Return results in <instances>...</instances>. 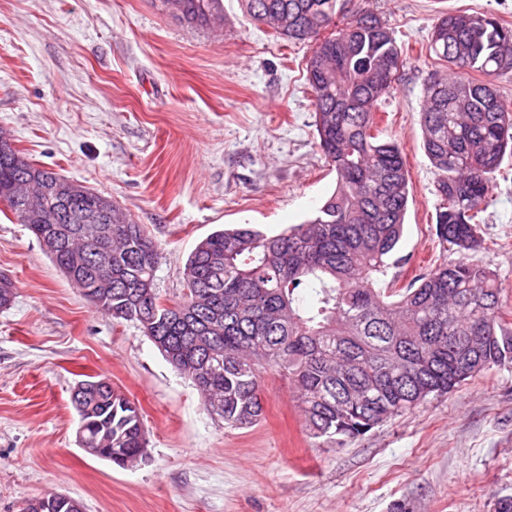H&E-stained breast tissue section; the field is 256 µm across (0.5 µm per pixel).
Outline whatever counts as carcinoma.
<instances>
[{
  "label": "carcinoma",
  "instance_id": "1",
  "mask_svg": "<svg viewBox=\"0 0 512 512\" xmlns=\"http://www.w3.org/2000/svg\"><path fill=\"white\" fill-rule=\"evenodd\" d=\"M339 0H242L246 12L288 41L313 42L306 63L319 147L336 172V190L315 217L268 236L252 227L218 230L184 269L185 293L172 304L155 289L157 244L109 196L82 186L74 198L46 197L41 224L23 208L15 183L45 188L66 176L0 143V203L35 238L57 236L50 255L95 307L134 321L167 361L186 374L207 411L233 429L251 427L265 407L261 372L276 368L298 392L315 439L342 444L477 373L512 365V324L503 289L470 262L481 246L480 214L494 173L512 152V108L496 88L512 72V28L491 15L444 13L429 50L481 81L435 73L424 85L421 128L440 204L436 235L458 254L401 289L377 287L403 233L411 174L402 149L373 133L403 51L374 14L350 15ZM190 25L218 15L222 0H164ZM312 289L311 301L301 290ZM15 284L0 275V308ZM75 407L83 448L125 469L144 455L140 410L116 389L84 380ZM30 512H69L52 493Z\"/></svg>",
  "mask_w": 512,
  "mask_h": 512
}]
</instances>
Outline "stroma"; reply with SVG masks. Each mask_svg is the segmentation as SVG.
<instances>
[{
	"mask_svg": "<svg viewBox=\"0 0 512 512\" xmlns=\"http://www.w3.org/2000/svg\"><path fill=\"white\" fill-rule=\"evenodd\" d=\"M190 26L162 0H0V133L27 157L111 195L161 253L155 286L179 300L184 264L215 230L276 235L336 186L305 80L312 45L276 38L239 0ZM404 51L377 110L412 183L387 281L403 288L444 260L439 199L419 124L441 13L512 26V0H349ZM470 261L494 272L512 323V157H504ZM0 512L48 493L84 512H496L512 500V366L495 367L337 445L310 439L296 393L263 372V419L225 427L138 324L89 303L11 211H0ZM108 379L140 408L142 460L120 469L77 442L71 393Z\"/></svg>",
	"mask_w": 512,
	"mask_h": 512,
	"instance_id": "35a3bbf8",
	"label": "stroma"
}]
</instances>
